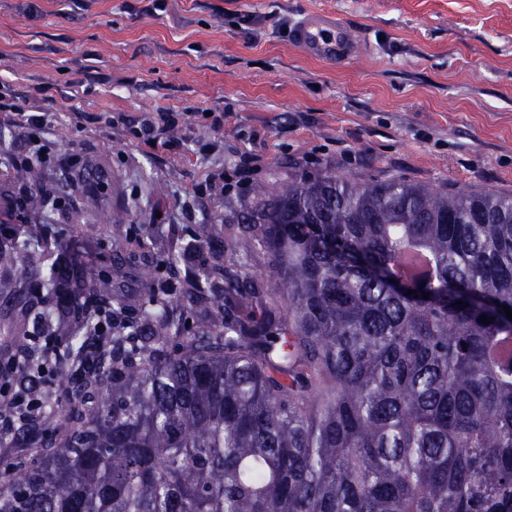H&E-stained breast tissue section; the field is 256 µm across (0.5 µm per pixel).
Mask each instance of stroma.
<instances>
[{
    "label": "stroma",
    "mask_w": 512,
    "mask_h": 512,
    "mask_svg": "<svg viewBox=\"0 0 512 512\" xmlns=\"http://www.w3.org/2000/svg\"><path fill=\"white\" fill-rule=\"evenodd\" d=\"M314 9L366 53L305 56L290 28ZM0 101L53 113L45 177L76 179L40 235L55 255L107 261L133 301L143 267L180 288L224 267L260 187L333 174L512 195V0H0ZM105 111L115 126L95 122ZM161 111L184 119L154 149L130 128ZM26 140L0 141V187L15 193ZM246 155L263 168L242 185ZM201 227L205 248L185 253Z\"/></svg>",
    "instance_id": "obj_1"
}]
</instances>
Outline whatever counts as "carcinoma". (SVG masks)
<instances>
[{"mask_svg":"<svg viewBox=\"0 0 512 512\" xmlns=\"http://www.w3.org/2000/svg\"><path fill=\"white\" fill-rule=\"evenodd\" d=\"M17 199L28 219L50 194ZM243 220L224 250L265 277L203 266L135 314L83 255L59 271L31 236L0 243V288L73 337L61 365L112 305V391L73 382L0 512H512V195L326 175L258 189ZM30 309L0 316L17 354Z\"/></svg>","mask_w":512,"mask_h":512,"instance_id":"cac0c4a2","label":"carcinoma"}]
</instances>
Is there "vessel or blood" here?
<instances>
[{"label":"vessel or blood","instance_id":"obj_1","mask_svg":"<svg viewBox=\"0 0 512 512\" xmlns=\"http://www.w3.org/2000/svg\"><path fill=\"white\" fill-rule=\"evenodd\" d=\"M292 40L307 56L339 64L364 48L357 35L325 11L305 13L292 32Z\"/></svg>","mask_w":512,"mask_h":512}]
</instances>
